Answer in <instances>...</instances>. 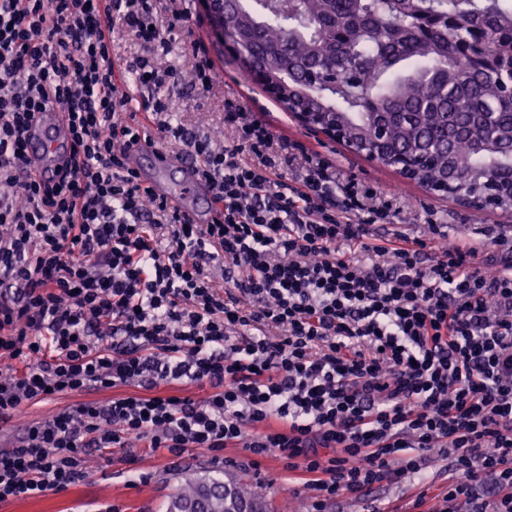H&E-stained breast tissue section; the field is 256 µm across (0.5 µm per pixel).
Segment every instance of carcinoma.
Wrapping results in <instances>:
<instances>
[{
	"label": "carcinoma",
	"mask_w": 512,
	"mask_h": 512,
	"mask_svg": "<svg viewBox=\"0 0 512 512\" xmlns=\"http://www.w3.org/2000/svg\"><path fill=\"white\" fill-rule=\"evenodd\" d=\"M454 11L455 28L424 39L414 16L397 15L392 0H227L224 33L242 41L243 71L256 65L282 80L283 97L298 96L288 73L326 74L336 86L310 90L300 106L343 129L350 148L368 144L385 167L406 157L413 180L433 190L455 166L457 190L482 194L496 181L500 202L512 208V74L488 70L470 41L512 47V4L506 0H413L411 10ZM167 512H269L265 498L219 477L188 481Z\"/></svg>",
	"instance_id": "obj_1"
}]
</instances>
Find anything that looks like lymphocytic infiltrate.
<instances>
[{"instance_id":"lymphocytic-infiltrate-1","label":"lymphocytic infiltrate","mask_w":512,"mask_h":512,"mask_svg":"<svg viewBox=\"0 0 512 512\" xmlns=\"http://www.w3.org/2000/svg\"><path fill=\"white\" fill-rule=\"evenodd\" d=\"M186 8L159 26L157 0H0V420L63 393L118 385L144 395L84 400L0 450V503L61 492L89 454L141 441L150 455L241 449L278 457L313 491L346 492L452 464L438 512H512V239L492 272L475 243L372 235L390 203L342 182L224 101L236 138L214 147L159 95L216 79L203 45L187 71L121 58L112 33L168 47ZM148 91L140 124L116 78ZM68 120L70 169L30 170L32 115ZM193 158L224 205L194 224L143 187L124 147L147 131ZM221 262L222 275L211 273ZM190 380L199 399L155 394Z\"/></svg>"}]
</instances>
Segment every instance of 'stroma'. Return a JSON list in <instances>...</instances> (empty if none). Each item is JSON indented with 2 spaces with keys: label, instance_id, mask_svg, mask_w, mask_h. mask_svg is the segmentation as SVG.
Masks as SVG:
<instances>
[{
  "label": "stroma",
  "instance_id": "35a3bbf8",
  "mask_svg": "<svg viewBox=\"0 0 512 512\" xmlns=\"http://www.w3.org/2000/svg\"><path fill=\"white\" fill-rule=\"evenodd\" d=\"M190 9L193 19L178 29L166 59L171 65L182 67L190 46L197 42L205 43L217 73V83L205 95L198 94L185 81L167 90L171 110L179 113L184 123L211 135L217 143L231 141L233 131L224 123V100L238 98L247 110L270 123L291 143L330 161L338 179H355L376 190L378 196L392 198L396 203L393 221L377 227V234L402 232L417 236L426 232L427 219L434 218L438 223L447 225L448 239L452 242L462 238L482 242L483 233L488 229L497 235H512V209L478 208L456 197L428 191L395 169L382 166L304 126L262 86L252 83L248 88H241L242 72L238 61L212 34L200 0H192ZM79 399L76 393L58 395L30 407L8 423H0V448L14 443L27 423L64 410ZM116 456L113 463H94L88 477L67 491H50L39 498L0 504V512H100L101 508L109 505L118 507L120 512H165L170 495L181 484L212 470L219 471L225 478L260 486L265 499L276 512H281L286 505L294 507L296 512H309L313 501L312 491L296 481H263V473L274 472L280 466L279 460L273 456L265 459L257 472L238 466L241 453L236 448L224 449L225 463L218 467L212 466L205 458L188 457L175 468L166 450L142 456L140 443L136 440L131 441L129 447L117 449ZM136 468L149 472L150 481L132 484L130 478ZM450 475L448 458L435 454L423 478L407 477L400 482L377 487L362 499L347 493L340 494L327 504L325 512H372L376 506L383 508L384 512H410L422 489L439 493L445 490Z\"/></svg>",
  "mask_w": 512,
  "mask_h": 512
}]
</instances>
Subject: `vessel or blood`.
Segmentation results:
<instances>
[{
  "label": "vessel or blood",
  "mask_w": 512,
  "mask_h": 512,
  "mask_svg": "<svg viewBox=\"0 0 512 512\" xmlns=\"http://www.w3.org/2000/svg\"><path fill=\"white\" fill-rule=\"evenodd\" d=\"M68 123L61 113L39 112L30 121L26 154L30 167L47 182L54 181L70 154ZM126 165L158 198L186 214L192 223L212 224L222 218L223 206L200 179L191 159L177 156L141 139L130 143Z\"/></svg>",
  "instance_id": "vessel-or-blood-1"
}]
</instances>
